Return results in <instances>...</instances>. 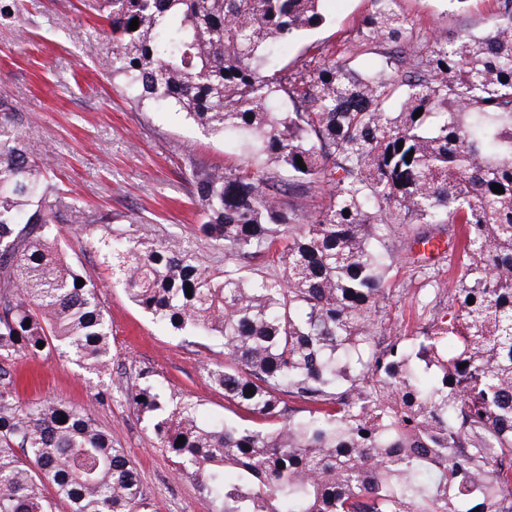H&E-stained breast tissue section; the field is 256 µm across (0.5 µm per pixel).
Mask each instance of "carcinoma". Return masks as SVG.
I'll return each mask as SVG.
<instances>
[{"label":"carcinoma","instance_id":"carcinoma-1","mask_svg":"<svg viewBox=\"0 0 512 512\" xmlns=\"http://www.w3.org/2000/svg\"><path fill=\"white\" fill-rule=\"evenodd\" d=\"M323 3L99 2L126 99L241 151L234 169L182 158L222 268L149 224L80 210L0 100V512H149L134 463L86 409L14 392L20 356L110 371L98 286L58 239L76 211L78 241L154 323L224 345L206 376L233 416L203 423L151 381L128 393L220 512H512V0L452 38L370 0L340 52L274 68L328 22ZM441 224L458 257L435 282L447 312L410 341L382 315L396 243Z\"/></svg>","mask_w":512,"mask_h":512}]
</instances>
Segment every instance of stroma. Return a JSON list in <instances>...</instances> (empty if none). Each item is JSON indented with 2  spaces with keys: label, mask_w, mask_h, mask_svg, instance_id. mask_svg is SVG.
Listing matches in <instances>:
<instances>
[{
  "label": "stroma",
  "mask_w": 512,
  "mask_h": 512,
  "mask_svg": "<svg viewBox=\"0 0 512 512\" xmlns=\"http://www.w3.org/2000/svg\"><path fill=\"white\" fill-rule=\"evenodd\" d=\"M88 0H27L22 14L0 19V98L21 113L20 131L30 154L54 170L88 205L111 211L116 223L153 225L158 239L188 243L204 264L219 253L197 231L202 210L182 172L190 153L204 165L234 167L238 155L223 139L205 135L183 114L135 108L99 64L113 43ZM402 10L423 26L448 33L485 31L494 0H474L469 11H454L448 0H401ZM368 0H328L331 25L298 41L278 67L294 65L309 43L329 45L356 30ZM68 258L102 282L101 300L112 325V366L107 376L114 398L100 402L95 379L77 365L58 359L21 357L16 362L22 400L49 397L83 406L125 448L150 497L151 512H218L201 489L194 468H179L157 444L150 420L126 399L125 390L148 370L168 394L189 395L204 418L224 417L222 392L212 388L207 367L223 363L216 343L190 345L172 336L134 306L110 277L97 250L71 246ZM387 304L401 335L413 336L430 324L425 305L435 298L427 279L399 263Z\"/></svg>",
  "instance_id": "stroma-1"
}]
</instances>
